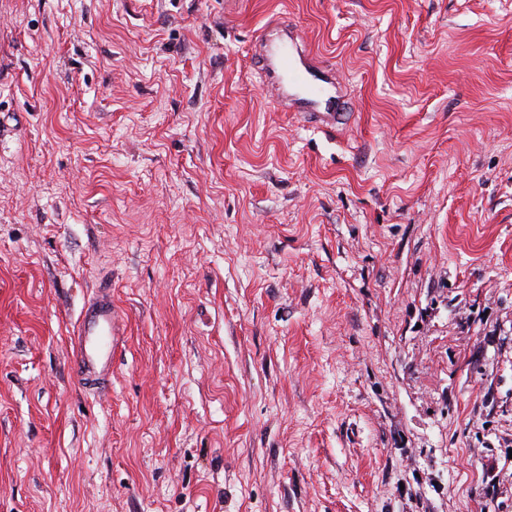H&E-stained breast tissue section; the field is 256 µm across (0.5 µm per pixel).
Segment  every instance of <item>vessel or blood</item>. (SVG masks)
I'll return each instance as SVG.
<instances>
[{
    "label": "vessel or blood",
    "instance_id": "1",
    "mask_svg": "<svg viewBox=\"0 0 512 512\" xmlns=\"http://www.w3.org/2000/svg\"><path fill=\"white\" fill-rule=\"evenodd\" d=\"M254 60L268 84L278 90L274 106L314 118L330 130L345 121V102L335 72L311 53L287 23L261 30L255 39ZM120 320L108 288L100 289L83 308L72 329L71 363L78 380L106 381L122 336Z\"/></svg>",
    "mask_w": 512,
    "mask_h": 512
}]
</instances>
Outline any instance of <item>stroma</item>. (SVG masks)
Returning a JSON list of instances; mask_svg holds the SVG:
<instances>
[{"mask_svg":"<svg viewBox=\"0 0 512 512\" xmlns=\"http://www.w3.org/2000/svg\"><path fill=\"white\" fill-rule=\"evenodd\" d=\"M0 512H512V0H0ZM254 60L268 84L278 90L274 106L315 119L336 130L346 120L336 74L303 44L288 22L265 26L255 39ZM120 320L109 287L100 289L83 308L72 329L71 363L79 381L107 380L112 352L123 335Z\"/></svg>","mask_w":512,"mask_h":512,"instance_id":"1","label":"stroma"}]
</instances>
